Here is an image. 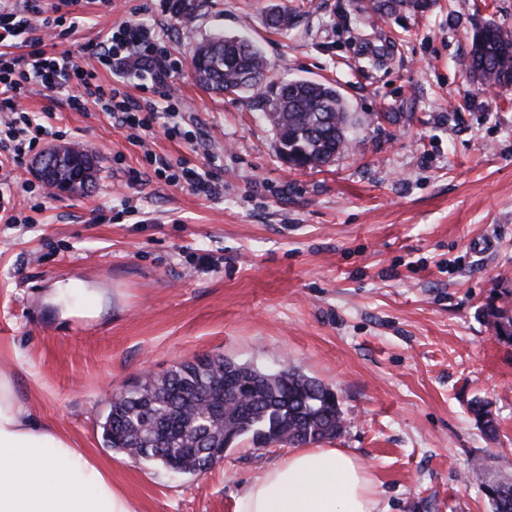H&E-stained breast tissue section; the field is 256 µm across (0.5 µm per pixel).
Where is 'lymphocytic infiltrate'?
Instances as JSON below:
<instances>
[{"label":"lymphocytic infiltrate","mask_w":512,"mask_h":512,"mask_svg":"<svg viewBox=\"0 0 512 512\" xmlns=\"http://www.w3.org/2000/svg\"><path fill=\"white\" fill-rule=\"evenodd\" d=\"M78 26L75 18L42 16L34 0H0V45L25 34L30 37L27 55L8 59L0 53V151L11 152L15 165H24L43 138L62 136L61 131L35 122L21 107V100L37 88L68 91L70 107L79 112L91 103L101 105L141 144L151 137L161 111L169 117L166 135L174 138L181 133L186 115L171 94L174 64L154 29L136 20L124 21L97 45L99 68L108 69L113 78L106 86L99 81V68L82 67L71 51L60 53L53 47L55 40L74 34ZM145 78L150 81L151 96L136 99L126 93L128 83Z\"/></svg>","instance_id":"1"}]
</instances>
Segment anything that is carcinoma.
I'll use <instances>...</instances> for the list:
<instances>
[{
	"label": "carcinoma",
	"instance_id": "cac0c4a2",
	"mask_svg": "<svg viewBox=\"0 0 512 512\" xmlns=\"http://www.w3.org/2000/svg\"><path fill=\"white\" fill-rule=\"evenodd\" d=\"M429 0H371L362 9L393 14L423 11ZM296 14L280 7L269 27L288 31ZM190 66L204 89L224 95L253 91L249 105L263 114L277 136L279 155L293 167L322 168L351 145L354 117L336 85L306 79H270L261 49L238 35L217 34L193 50ZM512 29L495 22L475 28L467 64L479 85H511ZM93 161L84 170L61 167L48 183H67L66 192L84 194L95 183ZM483 310L498 340L512 344V291ZM469 412L483 434L498 435L490 404L475 399ZM345 427L336 392L294 367L268 376L257 367L222 355L179 362L161 375L144 374L107 404L102 435L107 447L166 469L197 475L224 458L227 449L249 437L260 446L301 447L333 439ZM492 512H512V475L484 485Z\"/></svg>",
	"mask_w": 512,
	"mask_h": 512
}]
</instances>
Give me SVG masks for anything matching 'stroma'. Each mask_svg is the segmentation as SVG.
Listing matches in <instances>:
<instances>
[{"mask_svg":"<svg viewBox=\"0 0 512 512\" xmlns=\"http://www.w3.org/2000/svg\"><path fill=\"white\" fill-rule=\"evenodd\" d=\"M195 4L182 30L165 0H73L84 24L57 48L90 65L82 47L110 25L163 26L178 105L198 122L175 139L155 123L151 148L218 176L223 195L156 176L100 106L26 98L33 113L53 107L51 126L98 174L82 195L42 197L33 170L11 185L0 369L136 512H234L245 485L288 457L245 438L190 476L105 445L111 391L215 355L271 372L286 362L334 389L346 426L329 445L374 470L379 512H491L482 486L512 463V345L482 310L512 290V85L485 90L466 65L476 26L512 27V0H431L366 24L359 0ZM275 4L300 14L288 34L266 26ZM218 33L253 40L275 77L335 83L357 119L350 150L314 170L283 162L246 98L196 83L191 52ZM72 282L102 296L97 316H61L51 298ZM475 398L490 402L497 439L468 412Z\"/></svg>","mask_w":512,"mask_h":512,"instance_id":"35a3bbf8","label":"stroma"}]
</instances>
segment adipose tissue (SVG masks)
<instances>
[{
	"instance_id": "1",
	"label": "adipose tissue",
	"mask_w": 512,
	"mask_h": 512,
	"mask_svg": "<svg viewBox=\"0 0 512 512\" xmlns=\"http://www.w3.org/2000/svg\"><path fill=\"white\" fill-rule=\"evenodd\" d=\"M379 481L337 448H301L253 479L235 512H377ZM0 512H135L112 478L39 421L0 373Z\"/></svg>"
}]
</instances>
